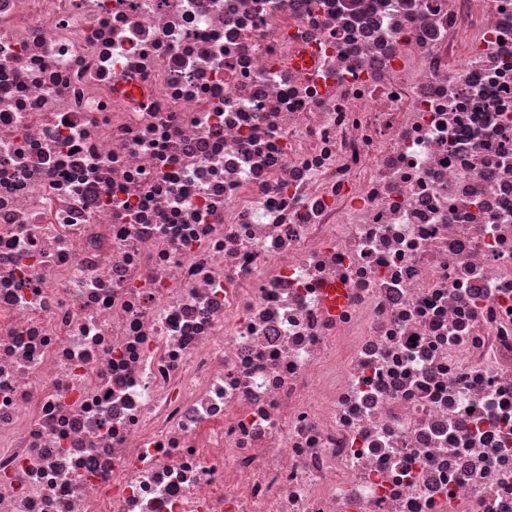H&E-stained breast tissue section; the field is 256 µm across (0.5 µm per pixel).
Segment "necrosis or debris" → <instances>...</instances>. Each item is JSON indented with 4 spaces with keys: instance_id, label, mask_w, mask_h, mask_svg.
Listing matches in <instances>:
<instances>
[{
    "instance_id": "obj_1",
    "label": "necrosis or debris",
    "mask_w": 512,
    "mask_h": 512,
    "mask_svg": "<svg viewBox=\"0 0 512 512\" xmlns=\"http://www.w3.org/2000/svg\"><path fill=\"white\" fill-rule=\"evenodd\" d=\"M0 512H512V0H0Z\"/></svg>"
}]
</instances>
